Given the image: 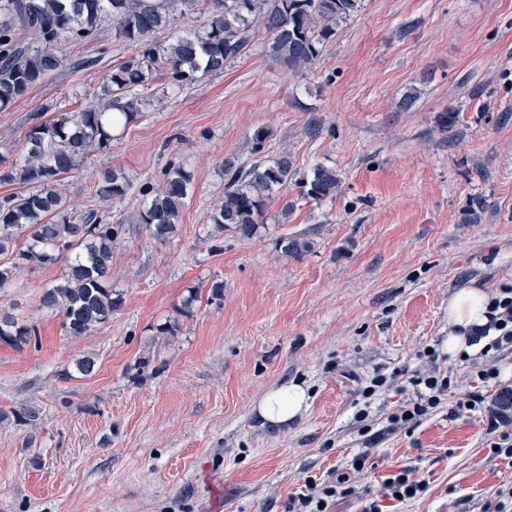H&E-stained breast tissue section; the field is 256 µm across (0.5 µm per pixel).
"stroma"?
<instances>
[{
    "instance_id": "stroma-1",
    "label": "stroma",
    "mask_w": 512,
    "mask_h": 512,
    "mask_svg": "<svg viewBox=\"0 0 512 512\" xmlns=\"http://www.w3.org/2000/svg\"><path fill=\"white\" fill-rule=\"evenodd\" d=\"M250 50L220 75L174 90L149 84L151 104L114 131L111 149L81 159L62 181L68 207L100 208V171L134 178L111 211L125 233L112 254L122 306L93 333L65 336L59 313L42 309L43 288L64 263L30 266L0 291L38 330L37 346L0 343V512H286L305 476L335 479L358 454L356 497L337 512H362L384 479L411 466L429 484L393 512H481L512 486V461L493 455L486 409L460 412L477 391L488 405L512 389V351L496 381L446 360L455 385L439 411L410 433L386 417L397 389L371 405L373 437L354 419L365 382L381 372L410 376L417 353L443 350L448 299L469 284L512 282V0H363L311 68L291 73ZM64 64L0 112V157L21 151L25 132L52 111L83 109L114 65L131 55L103 21L95 40L66 44ZM94 59L92 69L73 63ZM416 101L400 108L402 96ZM455 109L448 131L439 114ZM266 128L262 154L252 132ZM291 156L300 175L336 170L335 199H304L249 239L210 238L224 193V162ZM193 174L177 235L152 240L137 216L145 186L169 165ZM312 249L281 254L280 237ZM222 299L210 297L213 283ZM200 290L176 335L189 287ZM97 362L85 376L76 362ZM308 389V407L285 427L263 424L256 405L271 389ZM39 411L37 425L15 411Z\"/></svg>"
}]
</instances>
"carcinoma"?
<instances>
[{"label": "carcinoma", "instance_id": "1", "mask_svg": "<svg viewBox=\"0 0 512 512\" xmlns=\"http://www.w3.org/2000/svg\"><path fill=\"white\" fill-rule=\"evenodd\" d=\"M206 5L203 31L179 26L184 6ZM361 0H0V111L24 98L33 86L62 65L58 45L84 43L96 37L105 18L112 19L114 37L134 53L112 68L95 104L79 112H60L33 125L23 154L0 162V185L21 183L24 194L0 196V289L24 265H45L63 259L65 273L44 289L40 304L62 317L64 334L73 338L92 333L123 304L112 288V248L122 236V221L112 213L89 209L74 214L66 207L59 182L91 150L112 147L115 126L134 121L153 73L162 70L170 86L180 88L243 56L260 25L268 35V54L298 72L317 60L323 43L336 35L339 23L357 12ZM169 32V39L156 40ZM193 182L183 166L167 167L160 187H146L139 214L149 236L166 243L178 232L181 213ZM301 184V197L316 202L334 199L341 179L336 170L317 165L305 180L296 178L291 157L262 158L247 167L224 163V197L211 216L218 231L253 236L264 223L274 196ZM133 180L123 171L102 174L96 195L104 202L123 198ZM26 234L25 245L16 241ZM281 253L301 257L311 242L297 237L279 241ZM37 328L0 309V343L22 350L37 342Z\"/></svg>", "mask_w": 512, "mask_h": 512}]
</instances>
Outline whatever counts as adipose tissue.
Returning a JSON list of instances; mask_svg holds the SVG:
<instances>
[{"mask_svg": "<svg viewBox=\"0 0 512 512\" xmlns=\"http://www.w3.org/2000/svg\"><path fill=\"white\" fill-rule=\"evenodd\" d=\"M488 291L470 287L452 295L448 301V324L450 333L447 351L451 358H458L468 350V335L471 330L486 325ZM308 390L293 382L267 392L258 404V414L263 422L282 426L301 416L308 403Z\"/></svg>", "mask_w": 512, "mask_h": 512, "instance_id": "adipose-tissue-1", "label": "adipose tissue"}]
</instances>
